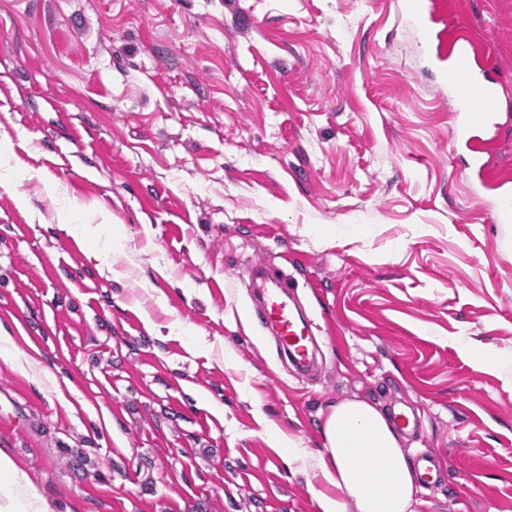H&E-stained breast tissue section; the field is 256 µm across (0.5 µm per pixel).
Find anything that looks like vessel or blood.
<instances>
[{
	"label": "vessel or blood",
	"instance_id": "1",
	"mask_svg": "<svg viewBox=\"0 0 512 512\" xmlns=\"http://www.w3.org/2000/svg\"><path fill=\"white\" fill-rule=\"evenodd\" d=\"M438 52L447 53L448 75L452 79L448 100L456 121L460 147L469 157L468 167L480 185L493 181L488 132L498 125L503 98L512 94V85L499 80L489 61V52L465 26H458L447 39L439 40ZM285 278L271 280L265 299L253 313L256 324L276 337L282 351L296 367H308L314 354V332L308 318L289 303ZM438 464L429 453L416 455L415 483L432 486L437 481Z\"/></svg>",
	"mask_w": 512,
	"mask_h": 512
}]
</instances>
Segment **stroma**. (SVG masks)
<instances>
[{
    "label": "stroma",
    "instance_id": "obj_1",
    "mask_svg": "<svg viewBox=\"0 0 512 512\" xmlns=\"http://www.w3.org/2000/svg\"><path fill=\"white\" fill-rule=\"evenodd\" d=\"M430 6L0 0V139L62 190L0 186V330L32 361L0 363V452L48 512H319L256 418L314 452L353 399L419 418L417 512H512V124L483 187ZM466 8L512 79V0ZM259 264L298 286L310 374L252 319Z\"/></svg>",
    "mask_w": 512,
    "mask_h": 512
}]
</instances>
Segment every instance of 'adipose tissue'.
<instances>
[{"mask_svg":"<svg viewBox=\"0 0 512 512\" xmlns=\"http://www.w3.org/2000/svg\"><path fill=\"white\" fill-rule=\"evenodd\" d=\"M265 432L288 462L314 459L317 483L309 491L320 512H416L414 470L396 424L375 405H331L321 417L323 450L314 457L277 428Z\"/></svg>","mask_w":512,"mask_h":512,"instance_id":"1","label":"adipose tissue"}]
</instances>
